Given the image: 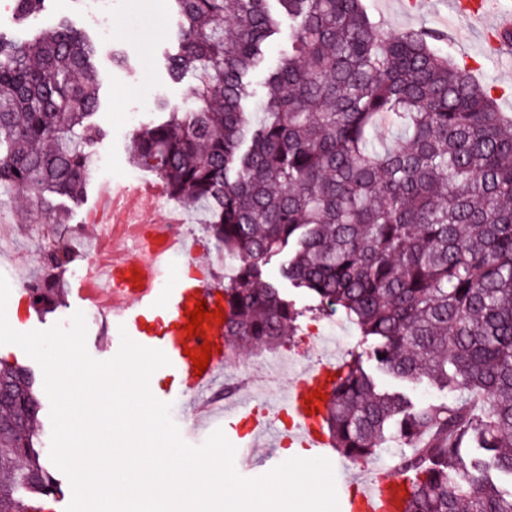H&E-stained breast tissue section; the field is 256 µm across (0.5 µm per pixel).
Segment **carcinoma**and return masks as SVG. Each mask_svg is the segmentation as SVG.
Wrapping results in <instances>:
<instances>
[{
	"instance_id": "carcinoma-1",
	"label": "carcinoma",
	"mask_w": 512,
	"mask_h": 512,
	"mask_svg": "<svg viewBox=\"0 0 512 512\" xmlns=\"http://www.w3.org/2000/svg\"><path fill=\"white\" fill-rule=\"evenodd\" d=\"M170 77L191 107L165 101L134 137L137 168L200 209L235 264L224 284L229 351L283 344L298 313L262 266L287 247L292 284L341 307L401 381L448 392L417 405L376 388L356 357L336 367L322 426L342 458L371 463L395 432L409 512H512L481 449L512 474V115L437 52L435 29H390L365 0H170ZM49 0H13L21 32L0 36V205L47 227L44 273L26 290L58 307L75 261L50 196L87 195L104 131L85 35L32 31ZM288 25V51L267 48ZM267 63L262 98L251 74ZM388 136L379 135V127ZM0 512L53 493L37 448L34 374L0 362Z\"/></svg>"
}]
</instances>
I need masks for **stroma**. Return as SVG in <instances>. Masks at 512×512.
<instances>
[{
	"label": "stroma",
	"mask_w": 512,
	"mask_h": 512,
	"mask_svg": "<svg viewBox=\"0 0 512 512\" xmlns=\"http://www.w3.org/2000/svg\"><path fill=\"white\" fill-rule=\"evenodd\" d=\"M367 6L373 18L392 28L409 29L426 25L443 32L446 39L440 44V51L450 53L456 61L473 64V73L479 81L503 88L498 106L501 111L512 113V57L488 55L479 29L464 14L456 12L449 0H367ZM112 15L114 25L112 38L108 41L100 40L98 28L87 18L80 0H52L48 10L36 20L37 26L47 28L56 25L60 17H68L99 48L95 66L102 108L95 120L107 132L106 139L98 147L99 154L106 156L107 163L93 172L87 197L71 206V225L79 231L80 236L74 243L75 268L65 275L67 285L62 303L54 312L45 315L26 310L20 318L22 329L26 332L48 329L70 318L75 311L86 310V303L77 296L79 280L75 274L76 268L82 267L89 256L86 237L94 231L93 226L84 222L86 214L98 206L103 192L126 187L130 172H137L143 182L155 178L154 173L135 171L131 163L133 129L125 121L126 114L136 113L138 121L143 122L152 117L157 99H166L175 106L186 101L187 82L173 81L166 69L167 58L174 51L170 33L175 27L168 0H112ZM116 46L125 50L129 58L128 66L113 63L112 49ZM189 232L191 238L197 241L199 251L196 256L173 261L172 273L178 279L202 274L215 248V240L206 225L190 222ZM9 236L16 238L30 273L38 274L42 226L0 224V238ZM284 260L281 254L272 257L263 271L267 279L279 285L282 296L298 311L297 330L283 346L253 350L226 359L224 383L215 390L216 395L222 397L225 409L246 407L255 413H264V403L246 397L241 387L242 381L263 376L269 363L282 358L294 362L293 367L281 375V383L285 386L304 371L318 367L325 358L311 349L308 341L317 331L333 322L340 324L345 331V337L335 351L334 363L359 356L364 368L373 374L380 387L396 389L397 381L378 369L370 357L372 338L363 336L343 310L321 305L306 290L282 279L280 267Z\"/></svg>",
	"instance_id": "35a3bbf8"
}]
</instances>
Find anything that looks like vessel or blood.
Segmentation results:
<instances>
[{
    "mask_svg": "<svg viewBox=\"0 0 512 512\" xmlns=\"http://www.w3.org/2000/svg\"><path fill=\"white\" fill-rule=\"evenodd\" d=\"M458 10L464 11L479 23H485L487 33L512 31V10H504L493 18H486L478 0H454ZM151 184H144L135 193H113L110 205L113 213L136 208L140 197L155 196ZM155 243L147 257L126 260L118 256L112 260L114 289L104 310L105 320L113 327H124L136 343L162 350L169 359L168 366L159 370L160 375L179 381L178 397L192 417L191 432H198L208 412L206 393L212 389L224 370V327L222 324L207 325L203 335L187 336L184 326L188 321L187 310L193 309L197 301H206L209 309L215 310L224 303V291L214 281L198 279L181 282L171 271V258L188 252L185 240L170 235L167 224L156 228ZM140 274V281H133V274ZM210 342L213 349L210 362L203 374H196L189 351L198 350L203 342ZM334 365L324 364L307 371L292 383L284 398L270 405L269 411L278 415H290L293 424L286 429L289 442L296 448L305 449L309 455L325 456L331 451V442L322 431L316 414L306 411V399L314 391H328ZM247 423L248 443H255L267 430V419L257 417L248 410L234 411L227 424L225 435L238 439V426ZM340 512H406L408 497L401 487L395 486L391 477L385 476L365 481L357 476L344 475L339 487Z\"/></svg>",
    "mask_w": 512,
    "mask_h": 512,
    "instance_id": "b4317fda",
    "label": "vessel or blood"
}]
</instances>
